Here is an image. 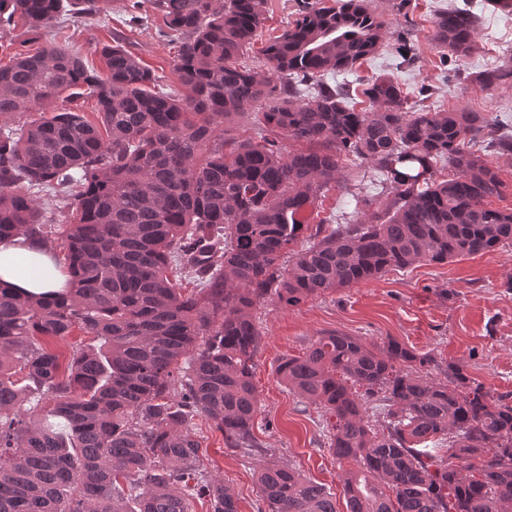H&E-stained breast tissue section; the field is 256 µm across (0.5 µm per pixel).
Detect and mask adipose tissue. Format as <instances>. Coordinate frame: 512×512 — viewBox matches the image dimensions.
Here are the masks:
<instances>
[{
    "mask_svg": "<svg viewBox=\"0 0 512 512\" xmlns=\"http://www.w3.org/2000/svg\"><path fill=\"white\" fill-rule=\"evenodd\" d=\"M66 283V276L27 236L0 241V284L42 296L64 292Z\"/></svg>",
    "mask_w": 512,
    "mask_h": 512,
    "instance_id": "adipose-tissue-1",
    "label": "adipose tissue"
}]
</instances>
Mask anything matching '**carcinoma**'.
Listing matches in <instances>:
<instances>
[{
	"label": "carcinoma",
	"instance_id": "carcinoma-1",
	"mask_svg": "<svg viewBox=\"0 0 512 512\" xmlns=\"http://www.w3.org/2000/svg\"><path fill=\"white\" fill-rule=\"evenodd\" d=\"M109 2L0 0V31L21 21L30 35L0 65V240L32 237L69 276L55 298L0 285V512H190L197 496L238 512L192 425L255 455L257 302L296 307L512 246L489 159L512 154V131L485 112L411 105L387 74L366 81L369 109L350 106L327 77L384 47L418 61L370 0H307L256 66L241 58L267 0H159L181 95L151 90L155 74L119 41L100 50L105 80L59 45L64 4L86 19ZM479 19L441 11L432 40L466 59ZM469 78L512 81V59ZM83 95L98 122L54 107ZM247 111L260 141L216 137ZM336 188L363 218L305 223ZM39 192L69 200L66 223L46 222ZM75 331L91 342L63 364L49 341ZM277 376L302 412L320 409L328 451L351 464L347 512H512V394L462 362L328 333ZM258 485L260 512H336L292 467L262 465Z\"/></svg>",
	"mask_w": 512,
	"mask_h": 512
}]
</instances>
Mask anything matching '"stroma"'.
Returning <instances> with one entry per match:
<instances>
[{"mask_svg":"<svg viewBox=\"0 0 512 512\" xmlns=\"http://www.w3.org/2000/svg\"><path fill=\"white\" fill-rule=\"evenodd\" d=\"M146 22H128L127 0H112L106 13L78 19L64 14L65 46L80 54L87 68L102 70L99 48L122 39L126 47L156 75L163 91L177 89L173 69L176 48L164 33L158 0H138ZM468 0H410L406 16L397 15L395 0H372L371 6L389 24L391 37H404L419 56L415 66L399 65L382 50L356 72L337 75L352 91L365 79L388 74L410 97L420 87L432 89V103L487 112L512 125V82L481 89L464 81L463 73L491 68L512 58V12H482L473 33L476 52L457 62L431 40L437 11L464 6ZM512 247L470 256L446 264H420L309 299L299 307L265 300L257 310L262 341L257 352L255 385L261 410L254 433L261 442V459L247 458L226 448L223 435L199 420L194 431L202 443L204 467L223 480L235 495L239 512L261 506L256 474L260 463L295 467L325 485L336 499L337 512H346L342 492L344 468L324 446V420L317 411L300 413L296 397L280 384L275 368L281 358L305 351L327 332H341L369 342L392 337L417 352L443 360L464 361L470 377L495 392H512Z\"/></svg>","mask_w":512,"mask_h":512,"instance_id":"obj_1","label":"stroma"}]
</instances>
